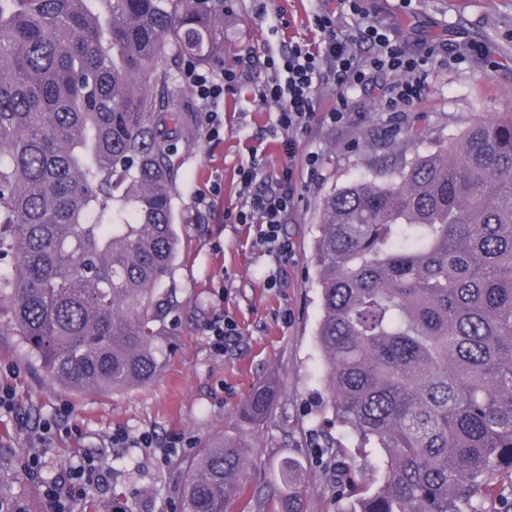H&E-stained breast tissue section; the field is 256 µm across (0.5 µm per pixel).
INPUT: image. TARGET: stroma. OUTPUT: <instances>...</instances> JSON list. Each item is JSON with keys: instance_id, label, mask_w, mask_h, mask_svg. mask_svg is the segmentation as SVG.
<instances>
[{"instance_id": "obj_1", "label": "stroma", "mask_w": 512, "mask_h": 512, "mask_svg": "<svg viewBox=\"0 0 512 512\" xmlns=\"http://www.w3.org/2000/svg\"><path fill=\"white\" fill-rule=\"evenodd\" d=\"M361 6L410 52L442 44L471 55L433 67L421 97L402 112L382 109L380 96L394 77L378 72L368 87L351 92L345 122H327L336 88L322 85L319 118L295 131L299 152L290 161L274 130L276 107L258 97L259 85L273 75L264 58L291 43H320L313 13H333L337 28L352 34L359 19L339 0H224L217 17L224 45L204 63L240 72L244 80L224 99V132L216 140L207 137L193 90L178 85L180 103L197 119L178 145L174 202L184 248L164 282L172 303L155 325L156 376L125 392L75 393L35 363L16 336L0 333V386L11 387L15 402L13 411L0 410V502L12 512H45V482L85 456L92 457L102 482L88 488L76 512H181L187 461L236 429L248 395L263 384L274 385L278 397L253 438L248 488L230 499L228 512H255L257 496L282 486L289 463L302 479L301 512H336V472L325 451L332 438L360 469L382 476L380 457L358 448L328 407L313 262L324 201L352 181L387 179L401 158L433 152L448 136L512 112V0H411L407 6L361 0ZM412 127L424 138L408 141ZM255 150L264 159L258 187H271L286 162L295 166L297 197L283 226L292 254L285 258L256 246L258 225L224 221L225 211L243 203L237 169ZM310 155L318 158L316 168L305 163ZM216 180L223 195L209 208L197 206L196 197ZM272 277L273 288L267 285ZM226 316L239 334L218 351L206 327ZM46 423L52 426L46 464L34 475L25 461L34 433ZM115 433L126 434V442L111 443ZM144 433L153 435V447L140 444Z\"/></svg>"}]
</instances>
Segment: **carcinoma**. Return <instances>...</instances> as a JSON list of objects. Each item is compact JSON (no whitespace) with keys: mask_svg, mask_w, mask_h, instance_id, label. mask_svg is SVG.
<instances>
[{"mask_svg":"<svg viewBox=\"0 0 512 512\" xmlns=\"http://www.w3.org/2000/svg\"><path fill=\"white\" fill-rule=\"evenodd\" d=\"M216 0H0V324L74 392L158 370L153 323L182 251L181 110L168 47L214 49ZM330 194L315 264L330 407L385 456L349 512H490L512 469V113ZM187 468L183 512H227L275 401ZM258 512H300L293 464Z\"/></svg>","mask_w":512,"mask_h":512,"instance_id":"1","label":"carcinoma"}]
</instances>
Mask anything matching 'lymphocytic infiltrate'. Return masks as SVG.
I'll list each match as a JSON object with an SVG mask.
<instances>
[{
    "label": "lymphocytic infiltrate",
    "mask_w": 512,
    "mask_h": 512,
    "mask_svg": "<svg viewBox=\"0 0 512 512\" xmlns=\"http://www.w3.org/2000/svg\"><path fill=\"white\" fill-rule=\"evenodd\" d=\"M313 23L324 35L322 47L313 52L293 43L280 58H268L267 65L274 70L275 76L259 89L262 100L278 106L277 127L284 134L281 145L285 155L291 158L296 156L298 147L287 133L306 127L315 117V95L323 82L333 81L338 89L336 106L327 117L341 123L349 113L348 92L370 84L375 72H393L397 80L389 90L385 106L389 111L400 112L421 96L426 67L431 60L427 54H410L395 34L371 22L364 23L363 35L374 46L375 53L369 59L361 60L349 51L348 36L337 29L331 16L318 14ZM184 80L204 107L205 122L211 135L219 136L224 127V96L239 83V74L233 70L217 72L191 62L184 69ZM258 174L259 163L255 160L238 169L246 198L232 221L259 225L258 246L279 256H288L291 247L282 228L285 215L294 205V168L290 165L283 167L277 176V186L271 191L255 189ZM98 479L92 461L74 466L68 474L66 493H59L56 486H46L47 512H72L73 503L83 496L86 485L96 483Z\"/></svg>",
    "instance_id": "obj_1"
}]
</instances>
